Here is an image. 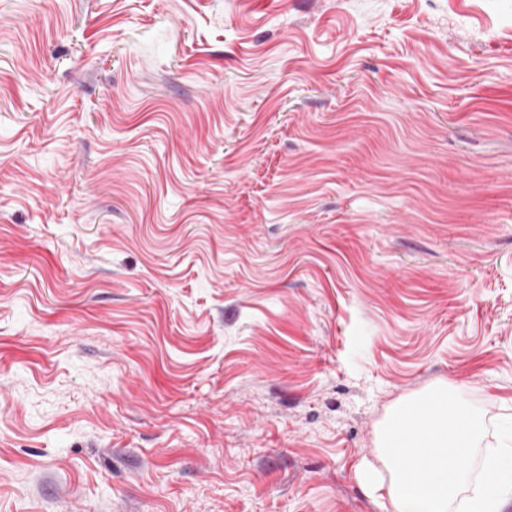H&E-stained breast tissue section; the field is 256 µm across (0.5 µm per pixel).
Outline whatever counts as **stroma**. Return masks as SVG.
I'll return each mask as SVG.
<instances>
[{"label": "stroma", "mask_w": 512, "mask_h": 512, "mask_svg": "<svg viewBox=\"0 0 512 512\" xmlns=\"http://www.w3.org/2000/svg\"><path fill=\"white\" fill-rule=\"evenodd\" d=\"M437 381L512 434V0H0V512H389Z\"/></svg>", "instance_id": "1"}]
</instances>
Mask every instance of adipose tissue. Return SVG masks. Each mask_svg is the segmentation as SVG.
<instances>
[{
	"instance_id": "ef3b65f1",
	"label": "adipose tissue",
	"mask_w": 512,
	"mask_h": 512,
	"mask_svg": "<svg viewBox=\"0 0 512 512\" xmlns=\"http://www.w3.org/2000/svg\"><path fill=\"white\" fill-rule=\"evenodd\" d=\"M484 432L482 416L437 382L389 409L376 456L355 478L367 494L384 492L391 512H503L512 500V447L488 455L483 478H475L468 461ZM452 457L458 466H449Z\"/></svg>"
}]
</instances>
